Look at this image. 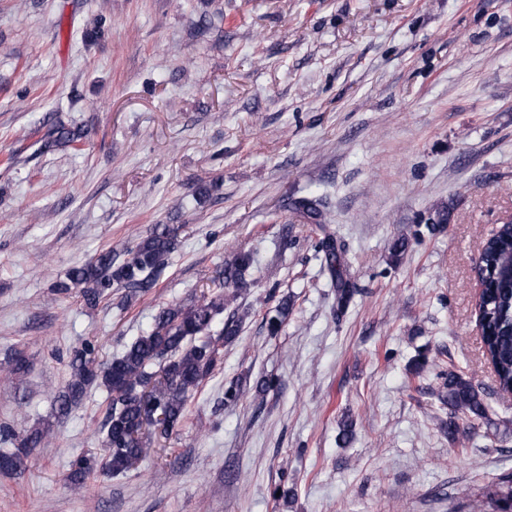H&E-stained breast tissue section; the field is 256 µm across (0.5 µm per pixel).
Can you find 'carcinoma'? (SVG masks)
<instances>
[{"mask_svg": "<svg viewBox=\"0 0 512 512\" xmlns=\"http://www.w3.org/2000/svg\"><path fill=\"white\" fill-rule=\"evenodd\" d=\"M39 150L50 153L66 148L83 137L79 128L55 119L40 128ZM321 200L303 198L295 210L315 224L326 223ZM179 245V228L159 224L131 248L124 257L112 248L74 265L66 278L55 283L62 295L75 294L89 307H96L112 295L114 288L146 289L168 264ZM331 280L336 283V303L342 309L350 301L353 288L336 254L332 239L320 242ZM253 259L239 253L216 277L218 289L188 303L162 308L154 324L132 341L121 355L109 363L96 362L94 347L84 343L72 351L71 380L57 396L58 413L68 414L86 388H105L109 408L99 430L100 452L83 454L70 464L67 480L76 489L85 485L91 472L100 469L118 476L135 470L147 456L152 432H141L147 418L142 400L144 388L165 416L162 435L169 437L181 425L188 403L205 380L223 363L224 345L233 343L242 330V318L232 312L218 331L213 325L248 287ZM479 277L489 284L480 295L477 316L483 333L486 359L492 364L495 383L502 392H512V226L503 224L486 241L478 267ZM442 404L467 419L487 418V406L479 391L463 375L444 373ZM50 441V429L34 427L26 432L18 452L0 453V470L17 471L26 466L30 450ZM486 507L504 512L512 503V476L505 475L492 484L485 495Z\"/></svg>", "mask_w": 512, "mask_h": 512, "instance_id": "obj_1", "label": "carcinoma"}]
</instances>
